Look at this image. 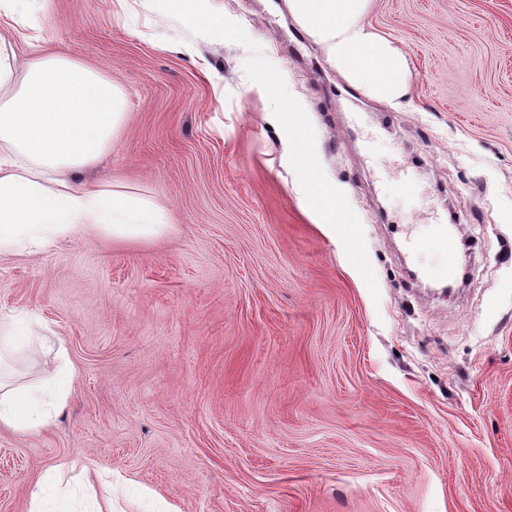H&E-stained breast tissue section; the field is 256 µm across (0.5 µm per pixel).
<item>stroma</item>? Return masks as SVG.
<instances>
[{
	"instance_id": "obj_1",
	"label": "stroma",
	"mask_w": 512,
	"mask_h": 512,
	"mask_svg": "<svg viewBox=\"0 0 512 512\" xmlns=\"http://www.w3.org/2000/svg\"><path fill=\"white\" fill-rule=\"evenodd\" d=\"M203 6L227 39L165 0H33L0 26L18 56L38 36L121 85L126 123L86 177L174 225L0 254V315L66 349L17 352L13 379L71 367L47 427L0 429V512H28L62 459L83 467L53 512H512V0H373L410 65L395 104L348 95L284 0ZM439 224L467 245L449 296ZM87 467L112 494L83 500ZM281 114L285 121H291L293 127V140L300 147L297 152V159L303 174V177L310 189L312 197L316 200L324 214L330 217L326 223L331 224L333 228H336V224L346 223V216L342 211L336 198V194L333 193L324 183H322L316 177L314 168L308 155L301 149L304 141L306 140V129L302 123L299 122L295 113L296 110L293 104L288 98H283L281 105Z\"/></svg>"
}]
</instances>
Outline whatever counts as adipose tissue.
<instances>
[{"label": "adipose tissue", "instance_id": "obj_1", "mask_svg": "<svg viewBox=\"0 0 512 512\" xmlns=\"http://www.w3.org/2000/svg\"><path fill=\"white\" fill-rule=\"evenodd\" d=\"M293 20L336 71L370 98L395 101L409 90L405 53L365 22L371 0H285ZM18 58L0 33V253L47 248L89 230L121 239L158 238L167 210L137 195L74 179L111 146L125 114V92L83 61L28 40ZM303 177L331 224L346 221L335 193L298 152ZM68 370L36 386L0 382V429L41 431L67 399Z\"/></svg>", "mask_w": 512, "mask_h": 512}]
</instances>
